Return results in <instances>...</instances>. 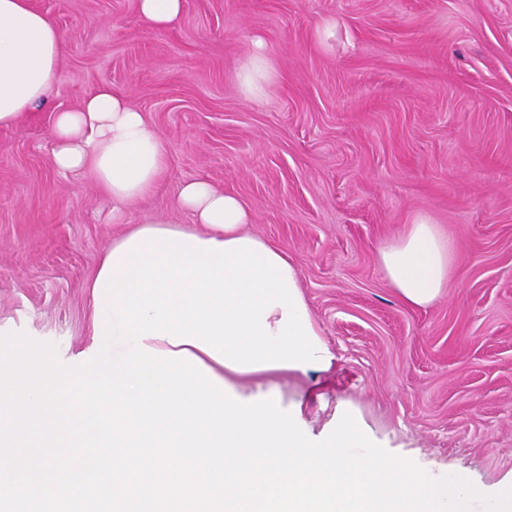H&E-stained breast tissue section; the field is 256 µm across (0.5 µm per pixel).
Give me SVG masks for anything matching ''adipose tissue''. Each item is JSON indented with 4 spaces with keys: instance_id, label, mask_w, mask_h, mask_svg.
<instances>
[{
    "instance_id": "1",
    "label": "adipose tissue",
    "mask_w": 512,
    "mask_h": 512,
    "mask_svg": "<svg viewBox=\"0 0 512 512\" xmlns=\"http://www.w3.org/2000/svg\"><path fill=\"white\" fill-rule=\"evenodd\" d=\"M66 40L56 22L30 0H0V127L16 125L44 103L57 82ZM276 78L271 52L255 39L238 71L244 99H262ZM54 167L64 173L90 172L112 198L114 208L129 207L151 194L164 177V145L143 112L103 85L73 110L55 113ZM178 207L190 214L200 241L224 243L245 237L252 212L234 195L207 181L183 184ZM169 221L143 219L103 253L113 276L123 274L131 246L143 245L141 231L169 229ZM376 259L398 298L426 308L448 286L453 247L438 224L417 216L402 233L377 249Z\"/></svg>"
}]
</instances>
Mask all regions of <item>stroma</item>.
Masks as SVG:
<instances>
[{
    "mask_svg": "<svg viewBox=\"0 0 512 512\" xmlns=\"http://www.w3.org/2000/svg\"><path fill=\"white\" fill-rule=\"evenodd\" d=\"M31 4L67 50L47 102L0 129V334L54 343L67 365L100 351L86 283L102 251L202 179L287 249L337 357L266 382L301 402L309 439L349 404L394 455L489 488L512 477V0H184L163 31L135 0ZM256 37L277 77L249 102L237 69ZM102 84L147 115L168 159L155 193L117 214L51 162L55 112ZM420 214L455 250L425 309L376 261Z\"/></svg>",
    "mask_w": 512,
    "mask_h": 512,
    "instance_id": "1",
    "label": "stroma"
}]
</instances>
